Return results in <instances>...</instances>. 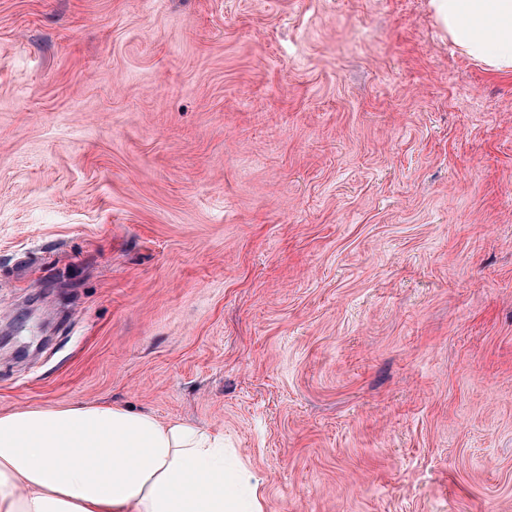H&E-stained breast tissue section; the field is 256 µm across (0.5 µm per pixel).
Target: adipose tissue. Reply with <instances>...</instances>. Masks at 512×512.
Returning a JSON list of instances; mask_svg holds the SVG:
<instances>
[{
  "label": "adipose tissue",
  "mask_w": 512,
  "mask_h": 512,
  "mask_svg": "<svg viewBox=\"0 0 512 512\" xmlns=\"http://www.w3.org/2000/svg\"><path fill=\"white\" fill-rule=\"evenodd\" d=\"M463 54L512 73V0H430ZM222 431L109 404L0 414V512H259Z\"/></svg>",
  "instance_id": "ef3b65f1"
}]
</instances>
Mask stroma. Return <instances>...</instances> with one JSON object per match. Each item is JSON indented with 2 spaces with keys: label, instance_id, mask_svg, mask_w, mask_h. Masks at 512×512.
<instances>
[{
  "label": "stroma",
  "instance_id": "1",
  "mask_svg": "<svg viewBox=\"0 0 512 512\" xmlns=\"http://www.w3.org/2000/svg\"><path fill=\"white\" fill-rule=\"evenodd\" d=\"M0 413L223 431L262 512H512V73L428 0H0Z\"/></svg>",
  "mask_w": 512,
  "mask_h": 512
}]
</instances>
